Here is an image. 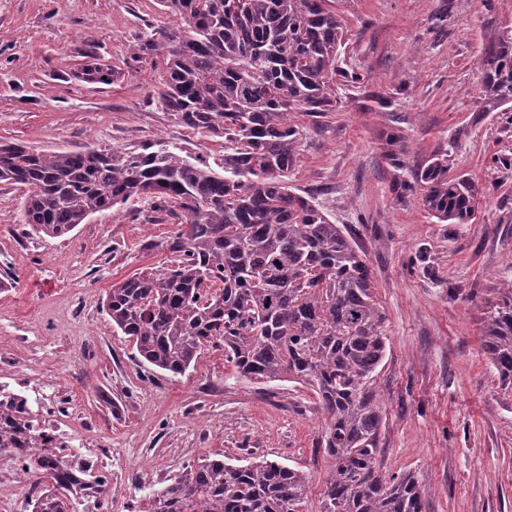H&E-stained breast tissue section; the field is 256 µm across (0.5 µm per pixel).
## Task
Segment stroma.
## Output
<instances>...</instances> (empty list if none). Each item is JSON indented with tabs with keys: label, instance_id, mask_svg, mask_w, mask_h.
<instances>
[{
	"label": "stroma",
	"instance_id": "1",
	"mask_svg": "<svg viewBox=\"0 0 512 512\" xmlns=\"http://www.w3.org/2000/svg\"><path fill=\"white\" fill-rule=\"evenodd\" d=\"M346 23L336 109L303 126L292 191L344 225L374 276L388 347L374 386L385 476L412 474L425 512H512V393L482 346L486 301L512 281V111H486L479 58L512 32V0H336ZM156 0H0V144L79 152L145 141L215 164L157 103L143 65L103 85L76 79L93 57L118 64L148 28L177 24ZM486 203L471 224H438L398 184L440 155ZM23 191L0 183V382L36 415L53 411L78 461L109 478L110 512H140L184 464L245 454L310 476L320 512L330 462L316 396L237 378L220 350L168 376L139 360L101 307L111 286L167 264L177 226L104 211L65 238L23 224Z\"/></svg>",
	"mask_w": 512,
	"mask_h": 512
}]
</instances>
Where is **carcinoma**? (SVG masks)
I'll use <instances>...</instances> for the list:
<instances>
[{
  "instance_id": "1",
  "label": "carcinoma",
  "mask_w": 512,
  "mask_h": 512,
  "mask_svg": "<svg viewBox=\"0 0 512 512\" xmlns=\"http://www.w3.org/2000/svg\"><path fill=\"white\" fill-rule=\"evenodd\" d=\"M179 18L124 50L123 67L92 62L80 79L111 84L161 64L158 102L195 134L224 138L220 170L179 147L145 142L46 152L0 144V182L24 189L29 231L59 238L110 210L134 219L138 200L177 220L170 265L134 274L102 299L112 329L144 362L174 376L208 346L237 377L309 387L324 416L331 464L321 512H424L413 475L380 473L382 408L373 387L387 349L386 315L364 254L311 198L288 187L301 137L294 113L336 108L345 23L335 0H157ZM487 111L512 105V36L480 57ZM400 189L439 224H469L484 191L434 159ZM483 346L512 391V283L489 307ZM27 397L0 385V453L35 477L33 512H107L108 477L37 448ZM309 475L266 458L201 459L182 468L145 512H302Z\"/></svg>"
}]
</instances>
